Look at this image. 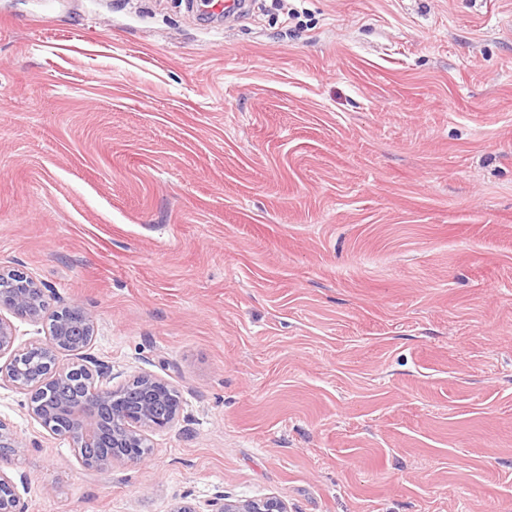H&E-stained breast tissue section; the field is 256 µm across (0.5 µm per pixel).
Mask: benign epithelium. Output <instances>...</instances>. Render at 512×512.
Returning <instances> with one entry per match:
<instances>
[{
    "label": "benign epithelium",
    "instance_id": "7a95c632",
    "mask_svg": "<svg viewBox=\"0 0 512 512\" xmlns=\"http://www.w3.org/2000/svg\"><path fill=\"white\" fill-rule=\"evenodd\" d=\"M0 278L10 279L11 286H0V382L30 393L28 412L32 418L52 434L66 440L69 447L89 469L109 473L118 462L138 463L144 454L123 456L120 448L148 447V433L170 427L179 417L182 407L166 405V395L174 391L168 381L147 370H140L130 378L139 382L140 396L132 407L118 405L127 384L112 382V367L93 362L86 364L84 351L89 344L74 342L75 336L94 337L97 318L83 305L72 302L55 308L48 323L49 341L33 343L24 348L15 346L16 327L11 318L41 322L52 308L51 291L46 284L21 270L0 272ZM6 311L10 317L1 315ZM32 349L41 352L48 373L38 381L22 375L19 364ZM77 354V360L64 361L61 352ZM81 376L89 382L85 391L86 405L71 414L67 396L54 389ZM105 439L112 443L113 452L99 457H85L84 449ZM0 447L10 449V455L0 454V512H26L25 504L17 492L16 484L1 469L11 457L22 453L25 442L13 431L0 424ZM176 512H288L285 502L277 497L262 500H225L221 504L206 502L196 507H181Z\"/></svg>",
    "mask_w": 512,
    "mask_h": 512
}]
</instances>
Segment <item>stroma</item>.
I'll use <instances>...</instances> for the list:
<instances>
[{
  "mask_svg": "<svg viewBox=\"0 0 512 512\" xmlns=\"http://www.w3.org/2000/svg\"><path fill=\"white\" fill-rule=\"evenodd\" d=\"M183 411L27 512H512V0H0V271ZM217 508L218 502H205L202 506L180 507L175 512H288L285 502L277 497L262 500H226Z\"/></svg>",
  "mask_w": 512,
  "mask_h": 512,
  "instance_id": "stroma-1",
  "label": "stroma"
}]
</instances>
